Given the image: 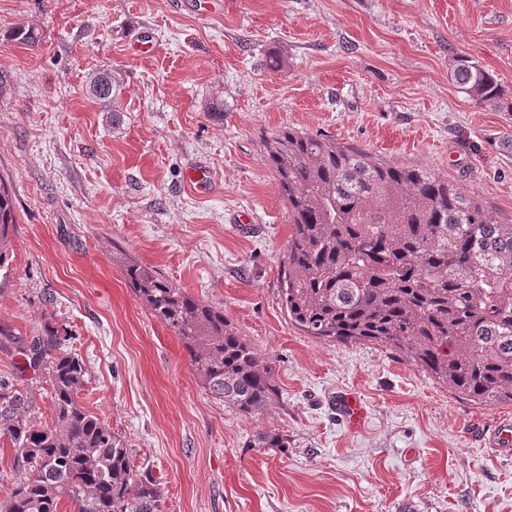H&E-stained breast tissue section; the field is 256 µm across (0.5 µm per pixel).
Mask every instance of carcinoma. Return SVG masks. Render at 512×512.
<instances>
[{"mask_svg":"<svg viewBox=\"0 0 512 512\" xmlns=\"http://www.w3.org/2000/svg\"><path fill=\"white\" fill-rule=\"evenodd\" d=\"M452 80L480 105L512 113V100L469 57ZM112 72L89 77L103 111L117 116ZM267 161L288 204L291 231L280 254L281 300L309 336L386 346L465 399L512 400V224L434 172L382 160L354 145L286 128L266 141ZM16 227L0 182V270L9 268ZM127 284L171 329L201 386L244 415L277 395L271 369L224 318L156 270L122 262ZM47 325L24 351L51 388L54 415L42 424L14 384L0 382V436L27 470L0 512H161L163 489L134 467L130 447L78 394L87 370ZM253 448H286L265 431Z\"/></svg>","mask_w":512,"mask_h":512,"instance_id":"obj_1","label":"carcinoma"}]
</instances>
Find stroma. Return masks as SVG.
Masks as SVG:
<instances>
[{
    "label": "stroma",
    "instance_id": "stroma-1",
    "mask_svg": "<svg viewBox=\"0 0 512 512\" xmlns=\"http://www.w3.org/2000/svg\"><path fill=\"white\" fill-rule=\"evenodd\" d=\"M21 25L38 43L12 37ZM459 54L512 91V0H0V181L17 220L0 380L50 422L24 351L44 326L67 336L81 404L160 481L162 512H512V458L471 433L511 420L512 401L470 402L382 345L305 335L279 297L288 214L265 142L286 127L431 170L512 224V114L452 81ZM102 69L120 117L88 92ZM197 172L210 191L189 187ZM118 251L223 310L272 369L265 411L201 387ZM341 391L366 409L357 430L329 404ZM271 430L287 448L252 447Z\"/></svg>",
    "mask_w": 512,
    "mask_h": 512
}]
</instances>
